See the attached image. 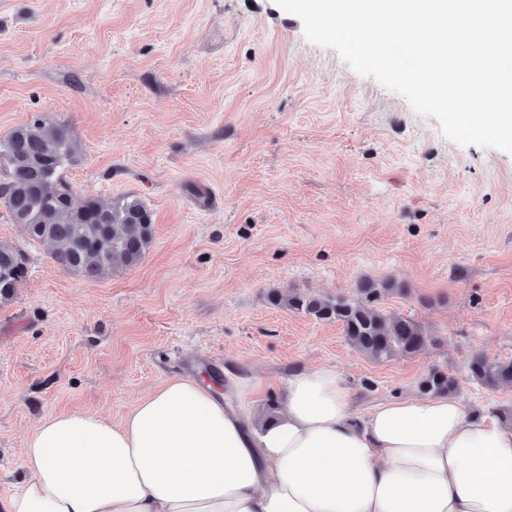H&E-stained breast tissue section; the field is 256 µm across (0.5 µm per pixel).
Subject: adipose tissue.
Wrapping results in <instances>:
<instances>
[{
  "label": "adipose tissue",
  "mask_w": 512,
  "mask_h": 512,
  "mask_svg": "<svg viewBox=\"0 0 512 512\" xmlns=\"http://www.w3.org/2000/svg\"><path fill=\"white\" fill-rule=\"evenodd\" d=\"M230 388L174 378L117 424L43 420L32 478L0 512H512V427L457 396L389 398L356 419L346 379L305 368L261 424L259 384Z\"/></svg>",
  "instance_id": "1"
}]
</instances>
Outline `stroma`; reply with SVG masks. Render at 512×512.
Here are the masks:
<instances>
[{
  "instance_id": "obj_1",
  "label": "stroma",
  "mask_w": 512,
  "mask_h": 512,
  "mask_svg": "<svg viewBox=\"0 0 512 512\" xmlns=\"http://www.w3.org/2000/svg\"><path fill=\"white\" fill-rule=\"evenodd\" d=\"M35 113L81 145L77 198L139 197L154 239L136 266L76 275L0 207L28 268L0 304L1 499L38 423L120 421L193 359L280 389L334 368L358 415L436 368L467 407L512 409V386L468 375L474 355L512 360V155L445 138L275 0H0V137ZM386 280L403 290L381 308L422 324L424 351L375 362L270 302Z\"/></svg>"
}]
</instances>
